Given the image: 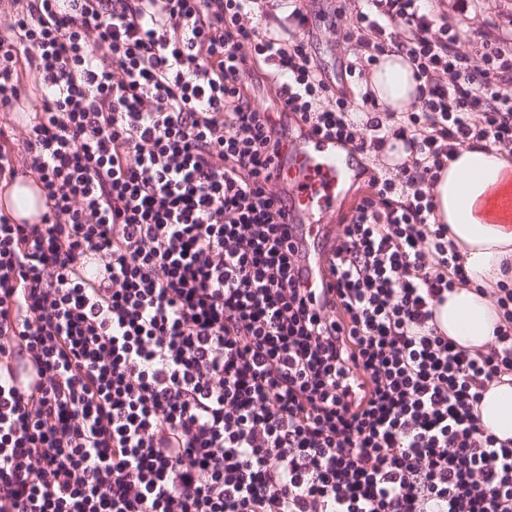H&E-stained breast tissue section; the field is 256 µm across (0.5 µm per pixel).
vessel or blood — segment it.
Listing matches in <instances>:
<instances>
[{
	"label": "vessel or blood",
	"mask_w": 512,
	"mask_h": 512,
	"mask_svg": "<svg viewBox=\"0 0 512 512\" xmlns=\"http://www.w3.org/2000/svg\"><path fill=\"white\" fill-rule=\"evenodd\" d=\"M277 167L279 184L288 195L287 221L302 225L307 233L302 246L310 260L309 280L325 287L318 272L329 247L323 219L335 210L346 184L356 179L357 167L339 142L308 132L284 144Z\"/></svg>",
	"instance_id": "b4317fda"
}]
</instances>
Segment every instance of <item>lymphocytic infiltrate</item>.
<instances>
[{
	"instance_id": "obj_1",
	"label": "lymphocytic infiltrate",
	"mask_w": 512,
	"mask_h": 512,
	"mask_svg": "<svg viewBox=\"0 0 512 512\" xmlns=\"http://www.w3.org/2000/svg\"><path fill=\"white\" fill-rule=\"evenodd\" d=\"M366 2L343 39L416 65L410 111L332 87L297 9L285 36L258 0H8L0 113L27 73L41 106L23 149L0 125V183L35 176L45 210L0 214V512H512L479 410L512 283L485 350L440 331L469 278L431 194L458 147L512 151V32ZM290 123L372 162L326 289L272 189Z\"/></svg>"
}]
</instances>
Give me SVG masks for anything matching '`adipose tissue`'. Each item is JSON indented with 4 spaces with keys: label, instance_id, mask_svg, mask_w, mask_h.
<instances>
[{
    "label": "adipose tissue",
    "instance_id": "obj_1",
    "mask_svg": "<svg viewBox=\"0 0 512 512\" xmlns=\"http://www.w3.org/2000/svg\"><path fill=\"white\" fill-rule=\"evenodd\" d=\"M404 54L389 47L373 67L368 86L383 108L404 112L418 100L419 82ZM431 192L437 222L465 256L470 285L445 292L435 305L442 332L476 351L493 336L499 315L485 288L502 280V263L512 264V153L464 146L449 161ZM0 206L16 220L37 222L44 200L34 178L17 180L0 192ZM481 423L499 439L512 440V383L488 385L480 405Z\"/></svg>",
    "mask_w": 512,
    "mask_h": 512
}]
</instances>
